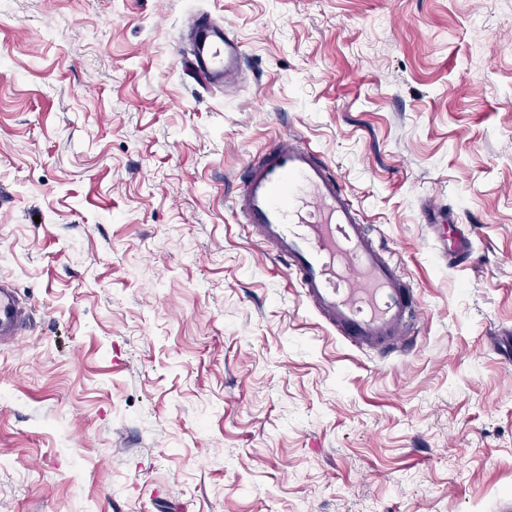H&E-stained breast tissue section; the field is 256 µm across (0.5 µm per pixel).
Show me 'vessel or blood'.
<instances>
[{"mask_svg": "<svg viewBox=\"0 0 512 512\" xmlns=\"http://www.w3.org/2000/svg\"><path fill=\"white\" fill-rule=\"evenodd\" d=\"M190 51L182 69L199 85L237 88L246 51L223 19L200 13L188 23ZM236 206L248 236L272 247L311 311L354 345L385 357L411 346L407 329L421 304L385 248L376 245L349 195L317 152L280 133L244 168ZM444 264H465L470 229L454 224L445 205L423 210ZM30 322L13 284L0 279V345L16 342Z\"/></svg>", "mask_w": 512, "mask_h": 512, "instance_id": "vessel-or-blood-1", "label": "vessel or blood"}]
</instances>
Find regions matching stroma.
Returning a JSON list of instances; mask_svg holds the SVG:
<instances>
[{"mask_svg":"<svg viewBox=\"0 0 512 512\" xmlns=\"http://www.w3.org/2000/svg\"><path fill=\"white\" fill-rule=\"evenodd\" d=\"M224 17L244 87L180 69ZM345 185L423 307L381 359L232 196L273 135ZM471 226L439 262L422 204ZM0 512H496L512 499V0H0ZM28 305L13 284L0 279V345L14 343L30 322Z\"/></svg>","mask_w":512,"mask_h":512,"instance_id":"1","label":"stroma"}]
</instances>
